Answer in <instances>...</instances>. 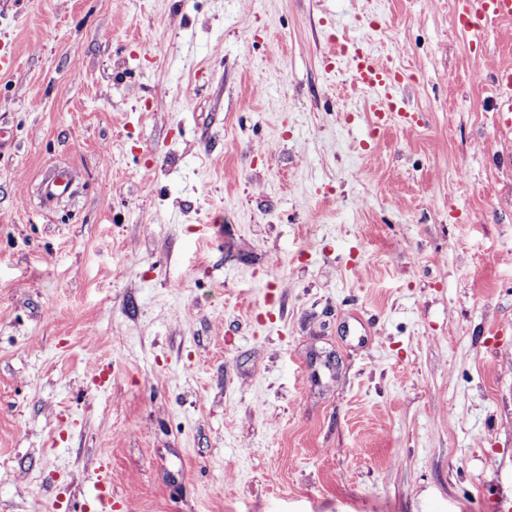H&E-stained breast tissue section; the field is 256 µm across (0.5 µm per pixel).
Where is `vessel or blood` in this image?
I'll return each mask as SVG.
<instances>
[{
	"label": "vessel or blood",
	"instance_id": "obj_1",
	"mask_svg": "<svg viewBox=\"0 0 512 512\" xmlns=\"http://www.w3.org/2000/svg\"><path fill=\"white\" fill-rule=\"evenodd\" d=\"M448 13L457 30L477 43L483 24L512 20V0H448ZM489 77L497 89V111L511 113L512 66H498ZM352 79L364 94L365 111L381 121L397 116L403 128H413L415 117L401 104L403 74L394 65L381 63L373 52L358 47L352 56Z\"/></svg>",
	"mask_w": 512,
	"mask_h": 512
}]
</instances>
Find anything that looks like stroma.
<instances>
[{"mask_svg": "<svg viewBox=\"0 0 512 512\" xmlns=\"http://www.w3.org/2000/svg\"><path fill=\"white\" fill-rule=\"evenodd\" d=\"M0 48V512L512 506V21L0 0ZM352 79L364 93V111L372 112L379 121L396 115L405 129L414 128L415 117L401 106L404 74L392 64H384L368 49L353 46ZM351 51V54L353 53ZM497 89L496 111L512 112V66L500 65L489 72Z\"/></svg>", "mask_w": 512, "mask_h": 512, "instance_id": "1", "label": "stroma"}]
</instances>
